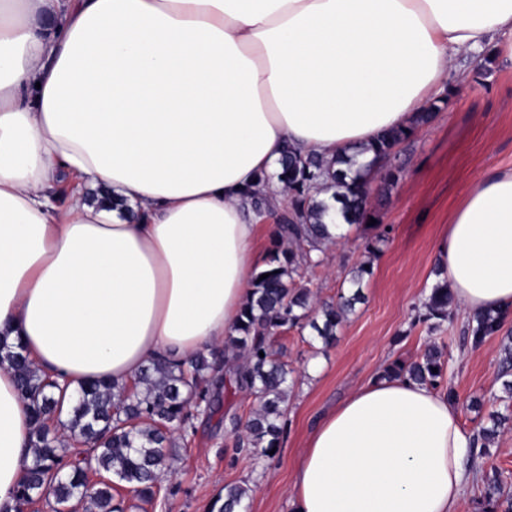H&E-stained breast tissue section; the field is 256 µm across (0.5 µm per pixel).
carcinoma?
<instances>
[{"label": "carcinoma", "instance_id": "1", "mask_svg": "<svg viewBox=\"0 0 512 512\" xmlns=\"http://www.w3.org/2000/svg\"><path fill=\"white\" fill-rule=\"evenodd\" d=\"M410 134L385 133L368 148L375 160H390L394 149ZM346 160L302 157L285 150L275 174L288 194L290 209L276 216L273 248L255 278L236 335L224 338V352L242 358L236 369L224 373L223 352L211 350L175 361L153 359L132 383L119 390L105 381L81 386L75 396L67 394L51 377L42 374L23 351H7L0 357L16 377L21 394L31 402L33 421L32 464L15 492L16 512L43 500L53 509L66 508L79 500L93 512H124L123 500L113 494V479L123 482L139 497L150 501L159 489L158 471L185 442L193 428L194 412L214 415L221 409L222 393L246 391L259 402L248 417L231 418L239 444L263 454L277 447L285 430L283 404L292 383V370L274 350L272 337L309 323L324 345L336 340V330L364 300L362 283L370 266L359 265L350 279V295L313 307V293L305 285L292 284L322 258L310 256L335 242L329 225L366 224L374 217L368 208L371 186L340 168ZM332 192L340 203L336 209L317 199ZM453 296L448 280L440 279L422 303V321L431 327L453 323ZM504 313L486 312L464 330L463 341L473 349L503 331ZM444 346L432 343L421 358L411 363L399 360L387 365L383 378H407L438 387L444 383ZM438 372H432V369ZM512 375V335L505 337L496 378ZM486 512H512V496L505 493L501 474L492 471L483 479ZM248 489L241 485L224 488L220 512H236Z\"/></svg>", "mask_w": 512, "mask_h": 512}]
</instances>
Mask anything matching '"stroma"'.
<instances>
[{"instance_id":"stroma-1","label":"stroma","mask_w":512,"mask_h":512,"mask_svg":"<svg viewBox=\"0 0 512 512\" xmlns=\"http://www.w3.org/2000/svg\"><path fill=\"white\" fill-rule=\"evenodd\" d=\"M444 95L447 105L396 147V180L378 179L370 197L375 226L329 246L323 262L305 273L316 301H329L347 288L354 267L370 263L365 302L345 318L330 347L308 327L273 338L294 379L287 431L275 453L236 449L229 418L251 412L257 403L242 391L228 394L220 413L197 414L186 446L161 472L162 490L154 500L118 485L126 512H209L228 484L248 486L244 512H289L294 467L317 421L386 365L416 359L433 340L446 344L444 382L458 395L463 427L476 431L489 425L490 412L503 410L506 392L495 378L500 337L465 348L464 312H457L452 327L434 330L415 317L435 282V232L486 172L512 168V58L459 56ZM477 398L481 408H471Z\"/></svg>"}]
</instances>
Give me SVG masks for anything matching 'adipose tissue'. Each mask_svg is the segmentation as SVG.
<instances>
[{
	"label": "adipose tissue",
	"instance_id": "1",
	"mask_svg": "<svg viewBox=\"0 0 512 512\" xmlns=\"http://www.w3.org/2000/svg\"><path fill=\"white\" fill-rule=\"evenodd\" d=\"M512 55V0H0V338L121 388L232 334L261 269L252 189L415 126L460 54ZM269 182H262V175ZM458 305L512 311V169L435 238ZM0 365V512L32 461ZM473 436L446 391H353L310 432L291 512H455Z\"/></svg>",
	"mask_w": 512,
	"mask_h": 512
}]
</instances>
